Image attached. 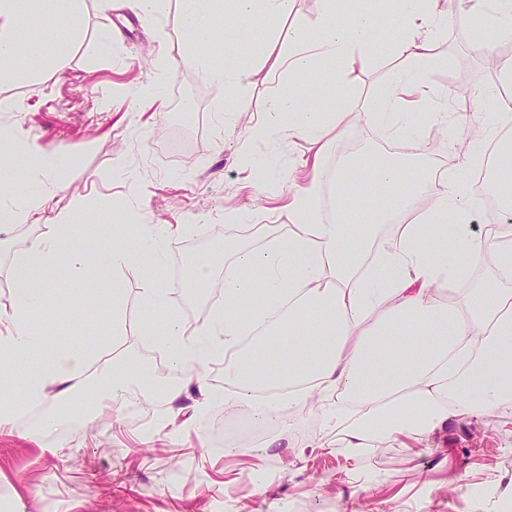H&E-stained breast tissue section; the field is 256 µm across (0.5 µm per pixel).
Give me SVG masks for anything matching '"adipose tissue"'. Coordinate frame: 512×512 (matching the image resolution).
Returning a JSON list of instances; mask_svg holds the SVG:
<instances>
[{
    "instance_id": "1",
    "label": "adipose tissue",
    "mask_w": 512,
    "mask_h": 512,
    "mask_svg": "<svg viewBox=\"0 0 512 512\" xmlns=\"http://www.w3.org/2000/svg\"><path fill=\"white\" fill-rule=\"evenodd\" d=\"M438 2L396 0L398 25L389 32L371 11L344 13L338 0H318L310 31H297L293 44L271 57L290 89L265 103V117L252 135L306 140L313 150L311 177L287 205L294 225L289 233L270 227L260 246H230L228 264L219 253L197 260L198 280H210L218 265L227 270L223 309L194 331L169 312L170 290L158 276L169 229L135 223L120 210L104 241L86 232L85 206L57 213L11 266V311L0 316V376L13 388L0 393V427L12 425L19 408L48 404L52 413L30 433L41 439L59 431L93 377L102 382L103 399L127 392L135 401L166 404L174 416L194 389L202 411L212 398L203 366L220 354L225 378L240 382L225 404H243L266 378H280L287 390L257 402V416L319 402L352 455L397 433L424 437L451 416L496 414L512 401V225H497L485 238L473 234L476 193L464 173L438 179L400 162L361 169L382 195L369 229L399 221L396 232L380 242L369 229L357 232L345 217L347 167L336 168V218L322 220L318 210L328 154L346 137L355 109L343 101L333 112L314 111L302 78L320 63H335L341 80L370 57L399 58L402 67L380 91L368 119L390 139L418 141L423 125L417 104L430 92L429 72L441 63L435 47L447 24ZM291 4L183 0L184 24L196 41L209 42L211 17L258 15L269 25L287 16ZM85 10L86 0H0V78L60 65L46 42L22 38L25 20L50 29L66 23L76 38ZM182 65L222 85L232 102L248 74L242 66H212L199 54L160 62L165 72ZM14 151L27 163L20 171L0 163V180L40 189L0 208L1 234L51 208L56 176L68 164L29 143L16 144ZM130 268L139 273L137 305L154 315L140 333L165 352V373L134 361L111 369L80 328H70L60 344L47 343L39 318L64 304L67 286L83 282L92 269L116 277ZM448 282L457 285L456 296L437 298L436 285Z\"/></svg>"
}]
</instances>
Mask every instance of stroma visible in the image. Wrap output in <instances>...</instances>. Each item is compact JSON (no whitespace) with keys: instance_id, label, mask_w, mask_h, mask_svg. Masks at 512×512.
<instances>
[{"instance_id":"obj_1","label":"stroma","mask_w":512,"mask_h":512,"mask_svg":"<svg viewBox=\"0 0 512 512\" xmlns=\"http://www.w3.org/2000/svg\"><path fill=\"white\" fill-rule=\"evenodd\" d=\"M315 9L316 0H293L290 14L272 32L228 20L222 42L248 52L252 68L236 111L226 112L223 86L192 68L165 77L157 66L159 58L201 50L184 26L180 0H167L164 12L151 20L123 5L104 13L89 0L80 38L62 49L60 71L0 82V96L18 103L17 111L0 112V128L14 140L70 159L54 208L88 204L100 237L110 233L109 209L130 200L137 223L178 226L175 245L194 248L197 256L217 252L230 240L259 245V234H234L224 214L234 209L245 223L288 231L284 206L309 178L303 164L308 144L253 142L254 155H275L281 170L278 179L266 182L248 177L237 154L263 118L259 105L288 90L287 79L264 66V56L273 43H288L296 30L309 27ZM470 18L461 6L449 12L436 46L444 64L430 75L465 137L488 105L473 93L458 96L457 86L474 91L495 80L488 52L512 54V43L472 40L465 30ZM396 65L388 58L370 61L341 85L335 70L325 68L326 95L311 99L310 107L330 111L333 97L345 94L363 113L335 146L336 157L357 155L371 163L387 145L366 114ZM159 80L161 98L135 97L136 88ZM408 155L425 174H476L465 138L450 141L432 125ZM43 229L38 220L0 235V312L10 308L15 253ZM223 365L218 356L204 369L213 393L205 414L185 411L174 427L149 439L119 413L105 422L85 421L56 446L31 440L25 422H18L0 434V482H17L20 512H214L221 500L235 501L237 512H496L493 497L472 496L473 487L482 485L512 498V406L478 420L449 418L431 448L403 435L387 439L383 456H350L323 416L312 411L269 423L275 447L254 442L217 452L208 425L225 415ZM307 434L318 436L317 447L304 448ZM262 469L282 471L286 478L253 486L249 475Z\"/></svg>"}]
</instances>
